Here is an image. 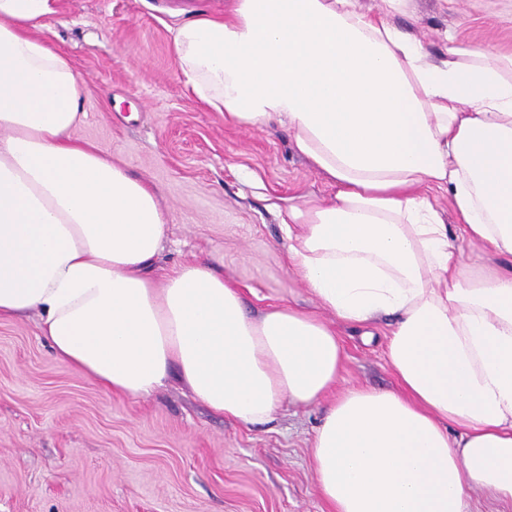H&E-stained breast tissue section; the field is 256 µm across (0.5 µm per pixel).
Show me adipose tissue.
<instances>
[{"label": "adipose tissue", "mask_w": 512, "mask_h": 512, "mask_svg": "<svg viewBox=\"0 0 512 512\" xmlns=\"http://www.w3.org/2000/svg\"><path fill=\"white\" fill-rule=\"evenodd\" d=\"M56 2L0 0V319L36 313L54 357L112 395L175 376L253 424L335 387L342 348L322 311L367 329L394 317L398 390L347 389L315 431L330 512L512 501V57L452 42L432 58L388 19L406 0L376 15L355 0H230L177 25L187 92L230 124L286 125L334 190L278 207L321 313L253 316L207 261L153 277L166 216L148 183L73 139L83 79L37 33Z\"/></svg>", "instance_id": "1"}]
</instances>
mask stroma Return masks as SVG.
<instances>
[{"instance_id": "1", "label": "stroma", "mask_w": 512, "mask_h": 512, "mask_svg": "<svg viewBox=\"0 0 512 512\" xmlns=\"http://www.w3.org/2000/svg\"><path fill=\"white\" fill-rule=\"evenodd\" d=\"M228 0H58L42 35L84 81L76 139L152 185L167 216L154 278L206 259L244 288L256 314L278 303L318 310L290 272L282 198L333 194L286 127L246 131L190 97L171 30ZM391 21L431 53L449 41L512 55V0H410ZM338 389L397 385L385 346L391 321L364 342L334 321ZM330 397L283 402L243 425L193 399L177 380L146 398L110 395L59 362L37 316L0 320V512H328L310 457Z\"/></svg>"}]
</instances>
